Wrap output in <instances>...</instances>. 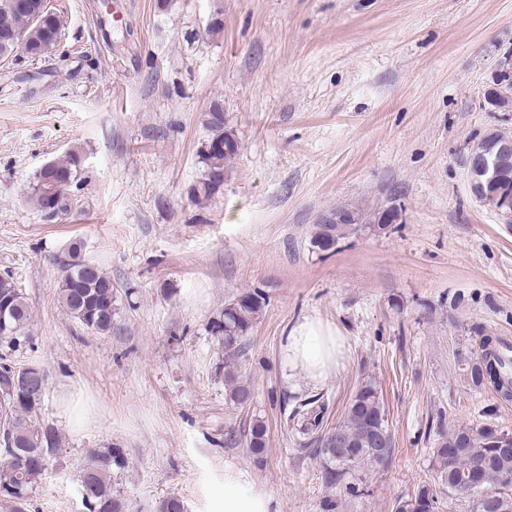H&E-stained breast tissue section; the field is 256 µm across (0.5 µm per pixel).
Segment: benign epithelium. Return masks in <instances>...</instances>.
Returning <instances> with one entry per match:
<instances>
[{
    "mask_svg": "<svg viewBox=\"0 0 512 512\" xmlns=\"http://www.w3.org/2000/svg\"><path fill=\"white\" fill-rule=\"evenodd\" d=\"M500 73L505 79L497 80L487 100L493 112H512V58L500 62ZM512 131L494 126L471 146L468 162L470 193L473 198L491 204L500 215L512 218Z\"/></svg>",
    "mask_w": 512,
    "mask_h": 512,
    "instance_id": "obj_1",
    "label": "benign epithelium"
}]
</instances>
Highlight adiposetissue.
I'll use <instances>...</instances> for the list:
<instances>
[{
	"label": "adipose tissue",
	"instance_id": "1",
	"mask_svg": "<svg viewBox=\"0 0 512 512\" xmlns=\"http://www.w3.org/2000/svg\"><path fill=\"white\" fill-rule=\"evenodd\" d=\"M346 351V338L339 329L316 318H305L289 328L281 347V362L288 371H302L318 383L339 370Z\"/></svg>",
	"mask_w": 512,
	"mask_h": 512
}]
</instances>
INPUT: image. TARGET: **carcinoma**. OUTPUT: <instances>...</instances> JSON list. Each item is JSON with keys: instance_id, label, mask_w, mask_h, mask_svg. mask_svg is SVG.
Returning <instances> with one entry per match:
<instances>
[{"instance_id": "obj_1", "label": "carcinoma", "mask_w": 512, "mask_h": 512, "mask_svg": "<svg viewBox=\"0 0 512 512\" xmlns=\"http://www.w3.org/2000/svg\"><path fill=\"white\" fill-rule=\"evenodd\" d=\"M40 12L35 19L33 10ZM61 42L60 18L48 7L47 0H0V59L13 60L31 50L39 57L54 54ZM210 137L201 151L203 172L191 188L195 200L209 199L224 186L229 168L239 154L237 137H224V111L216 105L207 122ZM80 157L73 152L53 161L56 185L49 189L38 172L31 186L30 199L45 217L53 218L71 205V188L77 183ZM344 238L352 229L336 224H319L311 246L327 231ZM70 260L63 263L59 281V298L63 308L87 329L110 336L116 329V288L112 278L95 263L84 259L78 247L69 250ZM0 298L9 308L0 318V346L12 351L29 340L25 330L32 310L28 298L10 271L0 273ZM266 296L257 289L242 291L224 305L211 322V331L224 339V385L230 400L245 404L252 397L250 387L241 381L240 359L245 340L261 316ZM481 353L465 358L468 383L475 389L487 385L500 397L512 399V344L484 336ZM46 385L18 393L5 388L0 373V414L9 418L8 428L0 431V509L3 512H27L34 486L46 469L49 458L61 444V435L51 425L39 423ZM327 402L313 395L300 401L289 415L296 433L317 445L324 483L339 489V499L323 502V512H337L340 498H358L366 494L367 479L390 467L394 455L393 438L385 406L378 389L367 381L356 390L346 408L342 422L322 433ZM266 447V428L260 421L250 428L249 448L256 460H262ZM125 464L119 448L92 451L80 470L83 497L89 512H129L124 498L112 489V470ZM434 465L441 485L448 493L471 504V512H486L484 500L498 501V512H512V432L494 426H458L441 437L434 451ZM440 492L425 483L414 496L400 500L396 512H439Z\"/></svg>"}]
</instances>
